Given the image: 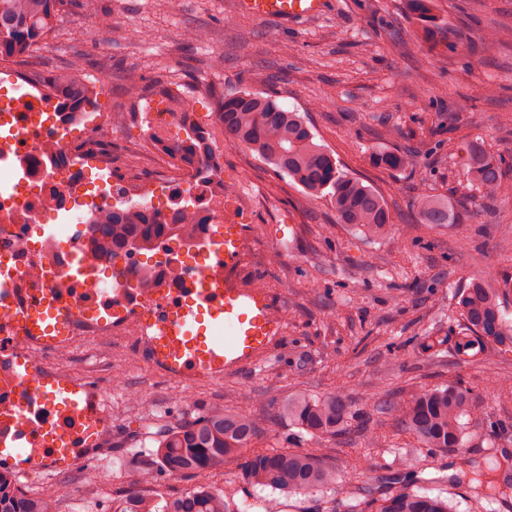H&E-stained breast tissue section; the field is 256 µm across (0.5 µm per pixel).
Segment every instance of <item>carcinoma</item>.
<instances>
[{
	"mask_svg": "<svg viewBox=\"0 0 512 512\" xmlns=\"http://www.w3.org/2000/svg\"><path fill=\"white\" fill-rule=\"evenodd\" d=\"M60 0H0V58L30 61L36 46L53 31ZM42 78L50 88L48 100L59 104L60 112H84L93 103L94 88L79 81L74 72ZM217 119L224 137L238 142L277 173H285L309 194L328 192L339 223L347 224L372 239L392 232L393 224L383 196L360 179L339 168L333 152L315 141L306 120L297 111L280 107L275 99L249 91L229 92L223 97ZM174 156L203 147L204 131L198 124L182 127ZM387 170L413 168L411 151L377 157ZM466 180L492 202L499 194L503 159L490 155L477 143H468L462 161ZM426 223L452 224L455 215L440 199L422 198ZM103 235L112 250L154 249L163 224L144 211H116L101 218ZM512 297V278H503L502 287L486 288L473 280L456 297V308L468 333L458 337L455 352L472 356L487 341L512 348V326L504 319L503 300ZM395 417L424 448L457 452L479 416L472 390L460 382L433 388L420 387L404 406L394 407ZM280 415L297 428L317 438L340 435L353 417L349 401L334 393L322 397L297 396L284 403ZM261 426L260 419L245 410H227L222 405L209 408L188 424L163 427L157 433L156 453L168 471L203 479L192 491L157 503L132 497L113 512H231L224 494L204 481L224 468V459L251 445ZM256 485L293 492L336 487V470L308 450H272L258 454L247 471ZM8 476L0 474V512H57L53 495L30 497L11 492ZM376 512H455L441 495L401 489L382 500Z\"/></svg>",
	"mask_w": 512,
	"mask_h": 512,
	"instance_id": "1",
	"label": "carcinoma"
}]
</instances>
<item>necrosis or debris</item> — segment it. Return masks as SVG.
<instances>
[{"instance_id":"4bbe7bcc","label":"necrosis or debris","mask_w":512,"mask_h":512,"mask_svg":"<svg viewBox=\"0 0 512 512\" xmlns=\"http://www.w3.org/2000/svg\"><path fill=\"white\" fill-rule=\"evenodd\" d=\"M15 129L9 153L0 152V441H25L31 462L51 454L46 431L66 434L81 449L78 478L97 482L111 459L96 454L112 434L108 393L80 378L86 411L73 416L40 398H31L26 417L7 420L16 399L15 374L29 366L39 383L63 380L52 369L55 357L80 348L126 337L150 351L160 324L196 301L202 284L231 287L224 272L222 226L229 224L224 206L216 205L224 189V151L208 141L209 175L199 179L196 160L181 162V174L157 173L151 182L135 175L112 177V135L117 115L101 112H34L27 97L13 96L7 106ZM84 138L74 139V124ZM144 205L172 220L190 209L204 217L193 235L169 231L156 242L164 258L144 264L140 253H112L98 247V216ZM56 227H49V220ZM58 309L52 330L34 334L25 319L45 299Z\"/></svg>"}]
</instances>
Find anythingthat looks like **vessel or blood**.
Listing matches in <instances>:
<instances>
[{
  "mask_svg": "<svg viewBox=\"0 0 512 512\" xmlns=\"http://www.w3.org/2000/svg\"><path fill=\"white\" fill-rule=\"evenodd\" d=\"M241 12L258 19L288 20L323 12L326 0H238ZM211 319L217 332L208 335ZM271 327L262 300L240 288H209L195 307L182 308L160 328L159 353L177 375L222 377L251 360L265 345Z\"/></svg>",
  "mask_w": 512,
  "mask_h": 512,
  "instance_id": "1",
  "label": "vessel or blood"
}]
</instances>
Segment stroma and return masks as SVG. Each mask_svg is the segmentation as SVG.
I'll list each match as a JSON object with an SVG mask.
<instances>
[{
  "instance_id": "1",
  "label": "stroma",
  "mask_w": 512,
  "mask_h": 512,
  "mask_svg": "<svg viewBox=\"0 0 512 512\" xmlns=\"http://www.w3.org/2000/svg\"><path fill=\"white\" fill-rule=\"evenodd\" d=\"M497 47L479 49L487 33ZM40 73L77 70L103 92L96 111L122 120L112 142L113 177L144 170L147 119L194 102V121L213 128L219 97L248 90L274 95L300 112L343 172L386 200L394 229L369 239L337 223L328 196L312 197L288 176L232 141L224 143V182L236 186L237 232L247 250L231 259L241 286L259 291L277 312L267 346L223 377L183 381L114 341L59 357L57 370L112 388V441L103 455L125 456L127 470L104 472L86 486L70 475L35 482L59 498V512L113 506L127 495L169 499L197 478L172 475L147 437L151 409L167 423H188L213 405L245 408L262 427L250 447L209 479L230 507L277 500L280 512H375L381 499L408 487L448 498L470 512L472 472L512 485V351L488 343L476 360L454 342L466 325L456 289L478 278L498 287L512 274V168L495 203L465 189L461 157L480 142L512 161V0H431L422 16L410 0H327L314 17L258 20L236 0H63ZM142 91H126L129 72ZM413 149L412 171L372 163L383 152ZM448 200L456 223H423L418 202ZM118 366L110 382L108 365ZM463 380L481 414L466 438L465 458L419 447L392 416L417 387ZM343 392L353 418L344 436L323 440L280 418L288 395ZM312 449L339 477L334 490L288 493L251 483L255 452ZM412 458V467L402 459ZM161 475L135 486L141 461Z\"/></svg>"
}]
</instances>
